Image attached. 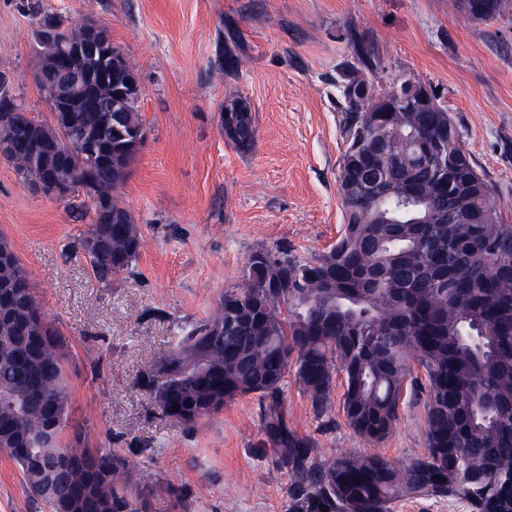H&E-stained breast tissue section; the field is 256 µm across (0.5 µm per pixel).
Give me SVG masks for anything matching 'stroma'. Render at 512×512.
<instances>
[{
    "label": "stroma",
    "instance_id": "obj_1",
    "mask_svg": "<svg viewBox=\"0 0 512 512\" xmlns=\"http://www.w3.org/2000/svg\"><path fill=\"white\" fill-rule=\"evenodd\" d=\"M29 0H0V71L31 116L50 120L35 75ZM65 25L93 20L135 67L148 139L118 191L144 238L111 286L89 263L65 262L64 244L88 220L43 194L0 158V236L13 245L68 354L71 419L89 448L132 431L153 448L152 468L186 493L187 512H293L291 478L265 437L254 395L186 429L161 417L136 375L178 326L206 318L242 279L249 255L287 248L317 255L342 223L336 174L345 150L336 67L349 31L372 45L377 79L411 76L453 116L512 224V15L475 23L449 0H45ZM246 51L236 72L218 62L224 26ZM248 101L257 144L240 154L220 114ZM335 388L316 417L295 379L285 385L290 427L317 447L377 454L396 466L426 448L422 403L405 400L391 434L370 443L347 424ZM0 512H45L0 453Z\"/></svg>",
    "mask_w": 512,
    "mask_h": 512
}]
</instances>
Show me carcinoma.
Returning a JSON list of instances; mask_svg holds the SVG:
<instances>
[{
    "label": "carcinoma",
    "instance_id": "1",
    "mask_svg": "<svg viewBox=\"0 0 512 512\" xmlns=\"http://www.w3.org/2000/svg\"><path fill=\"white\" fill-rule=\"evenodd\" d=\"M469 11L490 22L512 0H487ZM34 19L56 22L70 46L83 26L66 27L47 5H28ZM354 55L340 68L346 148L336 177L343 224L319 255L261 250L267 264L246 263L242 282L227 287L206 319L181 329L134 386L160 415L191 428V412L212 414L253 394L263 430L291 475L294 512H389L395 498L448 497L472 512H500L512 501L502 483L512 472V224L470 153L448 108L428 92L431 111L413 112L405 97L376 81L370 47L350 37ZM242 36L227 28L224 68L238 70ZM92 72V104L30 116L0 74V143L16 172H54L66 200L82 190L88 229L64 246L66 258L89 260L98 282L128 271L144 240L118 189L135 165L145 132L138 99L119 100L97 81L99 62L77 58ZM63 74L38 68L44 101L57 99ZM224 136L241 154L257 142L252 112L241 98L224 104ZM76 132L85 145L66 160L48 148ZM485 210V223L466 215ZM419 373L412 374L411 362ZM317 417L331 410L336 379L351 429L369 442L393 429L410 395L424 398L427 448L398 469L377 455L336 454L295 433L282 411L288 374ZM71 410L60 334L34 294L28 271L0 237V452L21 472L32 497L49 512H147L150 499L181 508L182 490L115 450L63 441Z\"/></svg>",
    "mask_w": 512,
    "mask_h": 512
}]
</instances>
